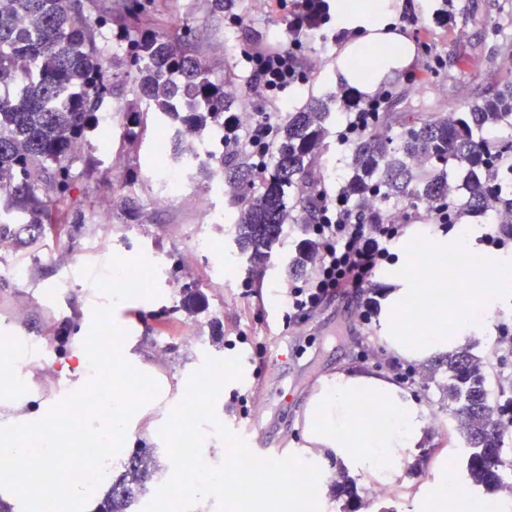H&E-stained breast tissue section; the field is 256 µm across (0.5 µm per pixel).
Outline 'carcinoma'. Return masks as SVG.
<instances>
[{"mask_svg":"<svg viewBox=\"0 0 512 512\" xmlns=\"http://www.w3.org/2000/svg\"><path fill=\"white\" fill-rule=\"evenodd\" d=\"M154 0H122L115 13L100 12L97 0H0V235L11 225L41 238L58 233L54 214L71 195L77 164L96 163L92 152L77 150L97 130L103 101L112 98V67L133 77L148 112L176 130L168 144L175 159L192 165V144L224 125L235 101L226 82L187 53L194 30L179 38L147 28ZM123 45L110 52L112 39ZM327 113L313 100L278 124L269 168L258 171L236 140L199 165L206 180L224 184L234 209V242L248 271L266 267L285 227L296 224L302 243L288 273L302 275L314 265L318 243L310 232L323 178L319 171L329 134ZM512 126V80L495 94L457 112L403 124L398 139L381 130L360 138L351 150L343 193L367 218L384 215L395 201L448 207V223L465 213L489 216L496 231L512 238V193L503 195L502 168L512 157V141L482 136ZM261 181V192L247 189ZM296 196V208L288 205ZM493 366L463 346L430 371L448 407V420L462 439L467 484L500 492L512 474L504 448L505 405L491 393ZM155 449L138 448L97 512H129L155 473Z\"/></svg>","mask_w":512,"mask_h":512,"instance_id":"cac0c4a2","label":"carcinoma"}]
</instances>
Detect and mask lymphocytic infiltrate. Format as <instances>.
Here are the masks:
<instances>
[{
  "label": "lymphocytic infiltrate",
  "instance_id": "obj_1",
  "mask_svg": "<svg viewBox=\"0 0 512 512\" xmlns=\"http://www.w3.org/2000/svg\"><path fill=\"white\" fill-rule=\"evenodd\" d=\"M307 29L304 17L292 13L287 43L246 54L250 80L273 94L300 81L304 62L297 50ZM390 97V92L384 91L367 100H356L338 136L339 148H348L358 136L380 128ZM279 118L276 112H256L244 123L231 116L224 121V132L241 143L261 168L267 164ZM319 214L320 222L312 228L319 243L313 271L301 284L285 289L281 299L288 326L304 321L335 300L363 294L375 271L392 260L393 249L403 235L402 225L383 219L368 223L339 195H321Z\"/></svg>",
  "mask_w": 512,
  "mask_h": 512
}]
</instances>
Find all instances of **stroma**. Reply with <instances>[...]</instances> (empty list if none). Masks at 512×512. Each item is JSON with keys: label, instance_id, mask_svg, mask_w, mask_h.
<instances>
[{"label": "stroma", "instance_id": "35a3bbf8", "mask_svg": "<svg viewBox=\"0 0 512 512\" xmlns=\"http://www.w3.org/2000/svg\"><path fill=\"white\" fill-rule=\"evenodd\" d=\"M169 33L184 27L199 30L192 40V54L213 68L216 78L230 81L238 97L248 99L254 110L295 112L310 99L327 102L329 131L342 122V108L336 100L338 87L330 78L338 54L331 37L338 29L329 23L306 31L299 49L307 71L301 83L271 97L246 88L248 71L243 51L266 47L277 41L288 25L296 0H236L232 12L243 24L214 19L206 0H156ZM416 24L423 40L431 43L448 65L439 74L425 71L423 55L411 66L387 73L378 87L392 93L383 120L384 131L399 137L402 115H441L462 109L492 92L499 83L512 78L506 60L512 59V0H458L454 25L435 22L433 12L445 8V0H413ZM157 121H148L138 151L126 152L122 124L112 128L114 162L98 165L92 172H80L70 199L62 212L82 209L85 223L66 224L59 237L34 245H13L0 262L19 267L18 279L0 278V332L25 337L44 346V359L30 381L29 390L48 398L65 377L63 362L73 349V336L85 307L102 305L105 317L118 323L120 339L135 336L161 377L177 382L185 374L202 377L201 389H219L224 400V438L236 442L242 435L260 448H275L284 457L300 454L304 445V410L314 389L324 377L340 369H357L382 378L396 377L401 369L414 370L417 382L408 393L423 400L429 410L431 438L418 460L422 472L416 478L395 485L394 498L375 500L371 486H358L354 500L337 498L335 490L323 495L313 512H431L440 499V484L448 469L464 472L462 441L448 427V414L441 411L442 394L429 379L430 361L420 363L403 357L392 358L382 340L379 318L386 275L394 263L381 266L368 288L373 300L369 321H361L362 303L343 299L314 312L303 323L284 328V310L279 296L294 285L288 263L299 245L294 230H286L260 277H253L245 263L226 262L236 250L223 225L207 223L200 215L196 198L211 195L215 207H223L224 191L217 185L191 179L187 189L167 206L151 205L159 187L153 178ZM135 200V217H128L123 200ZM112 203V221L92 223L101 201ZM211 238L213 246L205 257L192 252V235ZM112 245L94 249L100 238ZM166 252V269L158 271L145 291H132L127 306L119 311L106 307L112 294L113 266L124 259L150 266L157 252ZM178 277L183 289L199 292L193 310L182 306L181 292L169 286ZM492 342L477 334L468 341L477 355L497 365L503 387L512 388V306L490 314ZM200 326L204 345L186 342L181 334L184 322ZM155 448L160 467L148 493L132 507L133 512H180L182 498L190 497V483H183L181 496H174L175 483L165 446L146 440Z\"/></svg>", "mask_w": 512, "mask_h": 512}]
</instances>
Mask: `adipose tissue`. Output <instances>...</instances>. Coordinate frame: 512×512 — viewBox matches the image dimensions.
Returning a JSON list of instances; mask_svg holds the SVG:
<instances>
[{
	"instance_id": "ef3b65f1",
	"label": "adipose tissue",
	"mask_w": 512,
	"mask_h": 512,
	"mask_svg": "<svg viewBox=\"0 0 512 512\" xmlns=\"http://www.w3.org/2000/svg\"><path fill=\"white\" fill-rule=\"evenodd\" d=\"M405 0H333L332 10L355 37L336 57L333 76L337 82L370 94L376 79L363 76L356 62L375 52V69L386 73L410 66L414 46L391 22V15ZM480 282L464 280L462 287L448 285V275L434 269L424 285L391 272L390 288L382 303L381 319L389 351L423 361L454 349L464 335L484 328L492 307L512 298V280L499 273V261ZM426 313L439 320L455 313L458 334L440 333L426 338L404 336L396 327L407 310ZM100 311L86 309L82 331L75 336L76 349L65 367L69 374L54 396L32 404L26 366L41 349L0 336V359L11 372L0 378V447L26 458L27 467L0 486V497L18 500L24 512H42L46 477L58 460L68 466L64 479L54 486L56 512H93L97 497L106 488L99 473L121 459L136 444L139 429L157 441L176 443L181 436L179 420L185 400L173 394L168 380L159 381L151 406H142L136 393L155 369L133 344L111 351L95 341ZM109 383L106 396H90L98 382ZM428 408L409 397L392 381L346 369L324 378L311 395L304 414L307 458L294 461L295 473L338 461L349 473L393 485L414 463L419 448L430 438ZM222 414L213 410L209 431L194 437L196 450L175 467L180 476H190L198 512L211 498L224 492V472L210 465L214 449L223 447Z\"/></svg>"
}]
</instances>
